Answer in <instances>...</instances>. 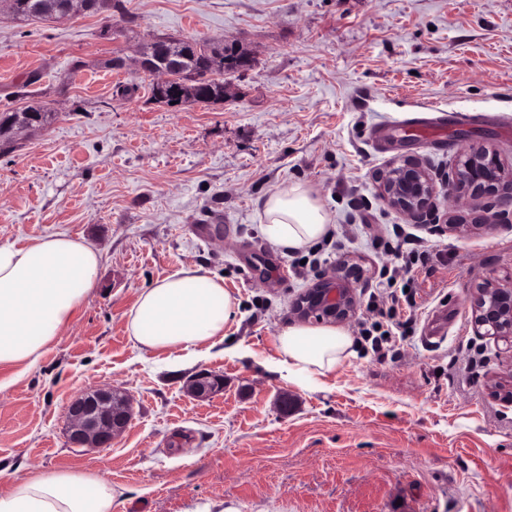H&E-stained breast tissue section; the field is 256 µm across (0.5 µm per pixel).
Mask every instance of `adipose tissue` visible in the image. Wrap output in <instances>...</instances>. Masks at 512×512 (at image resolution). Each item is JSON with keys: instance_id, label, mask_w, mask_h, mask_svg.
Listing matches in <instances>:
<instances>
[{"instance_id": "ef3b65f1", "label": "adipose tissue", "mask_w": 512, "mask_h": 512, "mask_svg": "<svg viewBox=\"0 0 512 512\" xmlns=\"http://www.w3.org/2000/svg\"><path fill=\"white\" fill-rule=\"evenodd\" d=\"M262 232L283 253L328 237L332 216L307 184L295 182L258 197ZM103 253L84 238L60 232L22 243L0 242V365L26 371L69 325L99 283ZM239 302L222 277L183 267L143 289L126 315L125 332L138 350L192 358L215 347ZM279 371L306 384L354 352L344 329L288 325L275 338ZM123 486L90 473L36 472L17 479L0 468V512H114Z\"/></svg>"}]
</instances>
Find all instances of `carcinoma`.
Masks as SVG:
<instances>
[{
  "label": "carcinoma",
  "mask_w": 512,
  "mask_h": 512,
  "mask_svg": "<svg viewBox=\"0 0 512 512\" xmlns=\"http://www.w3.org/2000/svg\"><path fill=\"white\" fill-rule=\"evenodd\" d=\"M66 0H12L14 14L21 20L46 19L61 16ZM224 49L207 41L191 40L181 43L182 60L171 71L172 81L187 80L194 90L193 102L217 103L224 101V76L239 72V69L223 68L218 57ZM53 113L42 106H28L21 110L0 112V154L15 149V129L21 123L51 124Z\"/></svg>",
  "instance_id": "carcinoma-1"
}]
</instances>
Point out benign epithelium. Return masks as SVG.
Segmentation results:
<instances>
[{
	"mask_svg": "<svg viewBox=\"0 0 512 512\" xmlns=\"http://www.w3.org/2000/svg\"><path fill=\"white\" fill-rule=\"evenodd\" d=\"M178 38L164 39L166 62L156 56L141 54L137 68L154 69L158 83L169 81L168 69L177 66L173 54ZM460 166L448 179V191L458 198H511L512 168L505 167L497 153L484 145L470 146L460 155ZM379 198L391 208L421 219L429 212L436 195L433 177L423 163L411 156H398L389 167L375 177ZM360 277L356 267L339 270L305 289L296 302L303 318L315 317L336 322L347 321L356 311L354 283ZM473 322L476 330L487 335L512 338V286L503 287L493 280L476 289L473 302ZM224 387L221 376L201 371L187 383L186 390L198 401L213 397ZM132 416L129 397L114 386L89 388L77 395L67 408L68 439L76 448H107L127 428Z\"/></svg>",
	"mask_w": 512,
	"mask_h": 512,
	"instance_id": "benign-epithelium-1",
	"label": "benign epithelium"
}]
</instances>
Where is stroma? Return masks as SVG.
Returning <instances> with one entry per match:
<instances>
[{
    "label": "stroma",
    "instance_id": "1",
    "mask_svg": "<svg viewBox=\"0 0 512 512\" xmlns=\"http://www.w3.org/2000/svg\"><path fill=\"white\" fill-rule=\"evenodd\" d=\"M122 3L21 23L0 0V112L55 114L0 156V242L66 231L104 253L97 293L38 364L21 377L0 367V465L95 473L127 488L115 512H512V402L488 389L512 370V346L477 335L471 314L480 282L512 283V203L448 195L466 144L512 167V0ZM168 36L235 41L253 62L224 102L175 110L131 64ZM120 84L133 96L117 97ZM401 153L436 183L420 222L377 195L375 174ZM294 181L333 217L332 243L302 256L269 244L256 207ZM451 211L485 225L449 234ZM393 224L432 260L412 288L396 281L394 312L371 314ZM346 261L363 275L344 329L415 322L390 356L359 341L307 387L288 383L275 336L297 323L298 294ZM187 265L239 300L225 333L244 355L218 346L185 361L129 342L140 290ZM202 370L224 388L197 401L186 385ZM103 384L131 396V423L111 447H72L67 407Z\"/></svg>",
    "mask_w": 512,
    "mask_h": 512
}]
</instances>
